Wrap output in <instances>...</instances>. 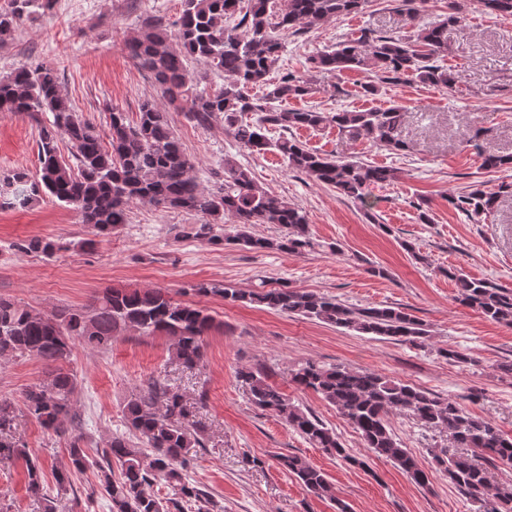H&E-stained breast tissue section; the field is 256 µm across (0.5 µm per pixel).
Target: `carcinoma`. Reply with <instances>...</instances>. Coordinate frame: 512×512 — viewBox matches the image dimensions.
Segmentation results:
<instances>
[{"label":"carcinoma","instance_id":"cac0c4a2","mask_svg":"<svg viewBox=\"0 0 512 512\" xmlns=\"http://www.w3.org/2000/svg\"><path fill=\"white\" fill-rule=\"evenodd\" d=\"M426 2L399 0L405 31L391 35L364 29L312 56V69L320 73L367 70L375 77L364 86L370 95L377 94L381 84L455 88L459 76L448 70L444 60L451 52L448 31L462 29L464 2L454 0L447 16L425 22ZM241 3L182 0L176 20L147 23L126 38L122 48L162 89L167 106H186L184 115L194 125L210 129L219 124L252 154L276 151L291 170L371 210L365 189L396 181V169L320 153L286 133L332 125L354 142L405 152L410 149L400 138L405 113L396 106L336 112L277 109L273 106L276 101L308 94L307 81L290 73L275 82L267 79L283 51L280 33L310 30L358 14L368 0H247L245 8ZM54 4L55 0H12V7L0 12V41L24 21L51 12ZM471 4L489 16H512V0H471ZM191 59L222 73L224 84L212 91L198 90L188 69ZM256 85L265 87L260 97L248 93L249 87ZM167 106L146 100L134 122L125 113L112 110L107 128L100 130L76 115L53 68L32 63L1 77L0 112L24 114L35 122L39 167L33 176L17 171L0 180V208H24L48 195L76 209L94 235L106 237L128 222L130 207L139 203L195 212L202 223L193 225L191 234L216 244L227 241L249 251L292 254L314 247L307 213L258 184L233 158H224L213 185L202 186L193 174L194 160L175 135ZM273 129L282 135L270 137ZM61 142L70 145L68 160L60 153ZM505 195H512V182L501 183L494 192L472 186L449 202L476 221L492 212ZM228 222L233 224L231 233L224 228ZM254 224H276L281 234L275 239L256 237L249 232ZM21 249L51 256L60 246L33 238ZM457 282L464 305L493 321L512 325V293L487 280L459 277ZM197 291L362 335L412 344L427 335L423 323L403 307L355 309L333 296L263 284L250 290L202 284ZM217 327L206 310L175 302L160 289L107 288L84 308L61 307L49 314L0 298V357H35L55 365L47 381L26 390L23 405L43 428L61 435L67 432L65 421L75 417V376L60 366L70 356L73 341L107 350L112 338L123 332L163 334L171 340L173 358L191 370L201 361L203 336ZM237 378L248 387L256 407L279 417L312 446L348 458L334 432L312 411L294 404L268 383L261 371L243 368ZM292 381L335 407L372 454L391 461L419 485L429 482L428 473L395 439L389 416L406 413L427 428L447 432L461 451L437 455L435 461L450 484L477 503L478 512H512V486L493 485L488 479V466H512V437L502 434L491 421L465 411L451 398L372 371L308 362L293 373ZM123 416L128 432L145 439L149 451L116 435L107 447L96 449L94 458L82 446L83 435H75L67 464L56 472L59 489H66L71 475L93 467L110 512H183L186 505L194 506L195 512H224V506L187 475L189 459L184 450L200 444L192 404L179 393L155 385L132 395ZM15 419L12 402L0 398V463L25 461L28 487L37 494L41 491L40 469L29 458L26 445L13 436ZM279 463L309 493L334 502L336 512H349L322 470L293 455L280 456ZM114 464L121 471L118 479L112 476ZM158 479L172 486L176 497L164 500L155 496L150 488Z\"/></svg>","mask_w":512,"mask_h":512}]
</instances>
